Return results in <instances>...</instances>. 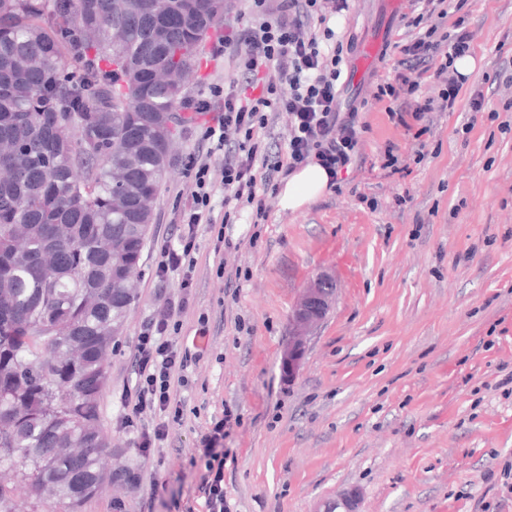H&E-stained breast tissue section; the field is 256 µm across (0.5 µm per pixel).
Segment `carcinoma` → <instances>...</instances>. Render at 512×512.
<instances>
[{
    "mask_svg": "<svg viewBox=\"0 0 512 512\" xmlns=\"http://www.w3.org/2000/svg\"><path fill=\"white\" fill-rule=\"evenodd\" d=\"M0 0V512L52 501L65 512L133 480L112 469L99 418L112 340L135 301L124 283L165 177L180 89L147 81L157 64L198 66L216 0ZM119 21L126 41L112 46ZM94 132L98 150L81 149ZM128 170L112 188V167Z\"/></svg>",
    "mask_w": 512,
    "mask_h": 512,
    "instance_id": "carcinoma-1",
    "label": "carcinoma"
}]
</instances>
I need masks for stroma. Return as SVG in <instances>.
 Returning a JSON list of instances; mask_svg holds the SVG:
<instances>
[{"label": "stroma", "instance_id": "obj_1", "mask_svg": "<svg viewBox=\"0 0 512 512\" xmlns=\"http://www.w3.org/2000/svg\"><path fill=\"white\" fill-rule=\"evenodd\" d=\"M465 10L476 62L469 82L497 69L511 77L512 0H468ZM244 20L235 0L203 42L184 100L236 80L211 48L226 24ZM399 21L383 16L379 0H353L334 29L361 41L380 31L390 42ZM484 91L486 113L471 117L462 93L438 116L427 156L406 176L387 175L381 155L390 142L409 154L411 137L390 123L385 103L366 107V161L340 191L297 211L273 205L258 226L240 213L225 225L222 249L200 226L187 294L182 273L157 283L155 245L190 197L185 161L206 147L205 117L175 126L137 298L112 343L100 396L112 459L134 473L127 512L196 507L199 440L226 409L239 416L224 438L228 512H317L351 492L357 512H512V395L497 373L500 362L512 363V87ZM402 195L408 203L400 209ZM336 242L351 264L323 252ZM223 260L241 269L240 281L227 283ZM322 275L332 278L331 305L298 371L285 376L295 306ZM182 295L188 304L173 343L191 346L202 314L211 332L179 390L182 421L146 457L137 432L152 416L118 426L135 381L133 353L142 322Z\"/></svg>", "mask_w": 512, "mask_h": 512}]
</instances>
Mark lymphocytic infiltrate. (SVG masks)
<instances>
[{
	"label": "lymphocytic infiltrate",
	"mask_w": 512,
	"mask_h": 512,
	"mask_svg": "<svg viewBox=\"0 0 512 512\" xmlns=\"http://www.w3.org/2000/svg\"><path fill=\"white\" fill-rule=\"evenodd\" d=\"M351 0H250L245 27H228L216 54L232 63L236 80L213 89L197 112H213L204 131L205 153L191 156L194 173L190 202L158 247L156 276L166 280L180 271L181 288L193 286L191 271L198 250L200 225L214 224L211 199L224 194V213L251 210L256 221L271 212L268 193L279 181L315 163L332 184L362 158L359 108L343 104V73L354 39L337 37L329 21L349 11ZM467 0H409L400 33L392 44L398 54L393 77L381 78L371 94L388 101L395 127L411 133L413 156L422 160L438 113L453 109L460 92H467L469 112L485 110L482 85H467L456 69L457 59L471 52L473 33L460 12ZM438 92L423 95V85ZM285 123L283 145H275V129ZM186 300H166L142 326L135 347L136 380L126 399L124 426L150 412L154 421L137 445L142 450L162 447L171 423L183 416L178 389L187 369L203 359V351H181L169 339L178 329ZM232 420L224 412L200 439L204 469L197 485L203 512H225L224 429Z\"/></svg>",
	"instance_id": "lymphocytic-infiltrate-1"
}]
</instances>
